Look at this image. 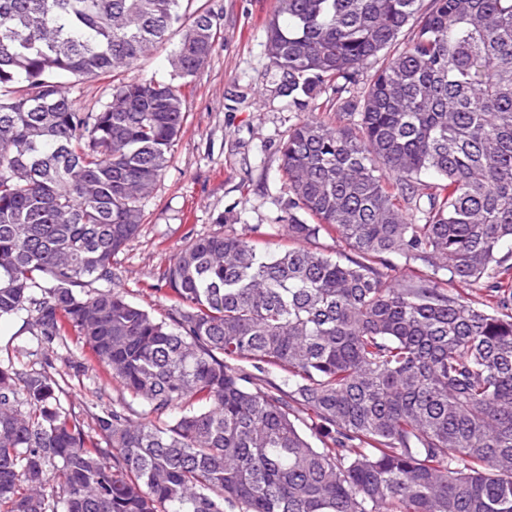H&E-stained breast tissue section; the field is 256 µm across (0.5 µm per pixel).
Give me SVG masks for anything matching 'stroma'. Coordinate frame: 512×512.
Instances as JSON below:
<instances>
[{
  "instance_id": "35a3bbf8",
  "label": "stroma",
  "mask_w": 512,
  "mask_h": 512,
  "mask_svg": "<svg viewBox=\"0 0 512 512\" xmlns=\"http://www.w3.org/2000/svg\"><path fill=\"white\" fill-rule=\"evenodd\" d=\"M224 16V38L185 91L184 132L169 165L147 202L138 234L115 259L118 284L155 314L166 301L146 291L160 267L180 246L187 225L203 234L243 233L259 224L271 236L281 229L288 185L280 170V143L300 114L278 90V77L266 49V26L276 0H210ZM23 317L0 321V362L30 368ZM65 349L55 365L69 380V403L88 417L98 398L117 400L119 385L97 396L95 368L75 376Z\"/></svg>"
}]
</instances>
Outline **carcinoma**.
Returning <instances> with one entry per match:
<instances>
[{"label":"carcinoma","mask_w":512,"mask_h":512,"mask_svg":"<svg viewBox=\"0 0 512 512\" xmlns=\"http://www.w3.org/2000/svg\"><path fill=\"white\" fill-rule=\"evenodd\" d=\"M182 2L0 0V320L42 355L0 364V512H512V0H277L284 243L188 227L158 317L114 257L223 29ZM72 344L131 398L91 426ZM180 36L177 33L170 40V43L164 47L158 49L147 61L139 64L130 73L131 77H151L156 76L157 78L169 77V66L167 56L171 48L178 42ZM110 79L98 77H85L76 80L71 84L70 92L72 97L84 105L92 106L100 99H104ZM57 351L56 354H53L51 351L49 355L56 358L54 360L57 369L61 374H65V377L69 381V403L74 410V412L79 415L81 418L90 422L89 414L91 411H94L96 403L98 402L96 387L98 386L97 382L94 385L92 377L94 375H98L103 378V374L97 368H92L91 366H87L85 375L80 373L79 377H74V371L68 367L66 363V359L69 356L65 349L56 348L54 352ZM90 378V379H89Z\"/></svg>","instance_id":"cac0c4a2"}]
</instances>
